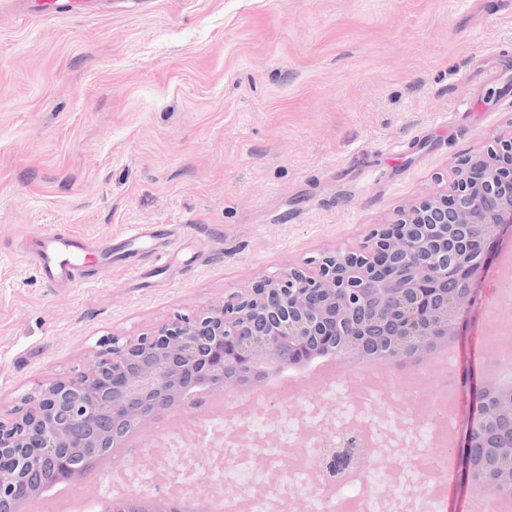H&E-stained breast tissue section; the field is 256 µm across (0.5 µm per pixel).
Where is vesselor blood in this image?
Masks as SVG:
<instances>
[{"label": "vessel or blood", "instance_id": "b4317fda", "mask_svg": "<svg viewBox=\"0 0 512 512\" xmlns=\"http://www.w3.org/2000/svg\"><path fill=\"white\" fill-rule=\"evenodd\" d=\"M125 261L129 273H136V257L146 248L154 247V237L146 228L131 231L124 240ZM91 249L86 240L73 233L49 232L42 235L28 254V259L47 278L74 279L90 260Z\"/></svg>", "mask_w": 512, "mask_h": 512}]
</instances>
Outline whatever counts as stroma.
Listing matches in <instances>:
<instances>
[{
    "mask_svg": "<svg viewBox=\"0 0 512 512\" xmlns=\"http://www.w3.org/2000/svg\"><path fill=\"white\" fill-rule=\"evenodd\" d=\"M0 0V418L143 336L336 249L446 190L512 133V0ZM174 225L164 260L43 277L42 231L119 245ZM479 328L511 320L484 274Z\"/></svg>",
    "mask_w": 512,
    "mask_h": 512,
    "instance_id": "obj_1",
    "label": "stroma"
}]
</instances>
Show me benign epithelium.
Segmentation results:
<instances>
[{
	"mask_svg": "<svg viewBox=\"0 0 512 512\" xmlns=\"http://www.w3.org/2000/svg\"><path fill=\"white\" fill-rule=\"evenodd\" d=\"M511 223L512 135L458 169L449 190L374 229L362 251L264 277L149 335L112 337L87 369L41 387L17 416L0 419V512H22V501L51 479L81 483L98 455L164 421L199 385L222 395L326 351L381 355L395 367L422 360L463 335L464 310L481 302L482 271ZM462 386L471 401H484L458 435L463 479L512 495V389L467 373ZM488 425L507 427L508 436L491 446L494 467L474 471L467 451L484 446ZM341 438L352 435L327 427L323 452H335ZM109 512L177 510L159 496L120 494Z\"/></svg>",
	"mask_w": 512,
	"mask_h": 512,
	"instance_id": "obj_1",
	"label": "benign epithelium"
}]
</instances>
